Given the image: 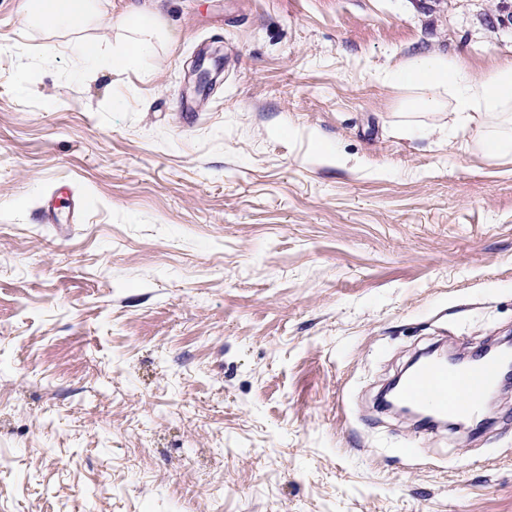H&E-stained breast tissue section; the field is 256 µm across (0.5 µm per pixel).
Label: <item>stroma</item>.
<instances>
[{
  "instance_id": "obj_1",
  "label": "stroma",
  "mask_w": 512,
  "mask_h": 512,
  "mask_svg": "<svg viewBox=\"0 0 512 512\" xmlns=\"http://www.w3.org/2000/svg\"><path fill=\"white\" fill-rule=\"evenodd\" d=\"M22 2L0 0V512H512V394L474 437L376 403L438 339L512 337V159L411 137L383 81L512 59V0H109L176 32L145 58Z\"/></svg>"
}]
</instances>
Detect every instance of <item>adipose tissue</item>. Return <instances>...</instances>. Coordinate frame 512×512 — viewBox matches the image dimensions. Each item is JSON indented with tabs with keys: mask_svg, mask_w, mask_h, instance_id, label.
<instances>
[{
	"mask_svg": "<svg viewBox=\"0 0 512 512\" xmlns=\"http://www.w3.org/2000/svg\"><path fill=\"white\" fill-rule=\"evenodd\" d=\"M94 0H24V21L65 19L79 29L99 15ZM401 90L399 107L410 115L447 114L452 129L468 136L466 151L485 157L512 156V59L474 73L461 59L416 55L388 71Z\"/></svg>",
	"mask_w": 512,
	"mask_h": 512,
	"instance_id": "ef3b65f1",
	"label": "adipose tissue"
}]
</instances>
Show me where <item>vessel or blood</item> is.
<instances>
[{
  "mask_svg": "<svg viewBox=\"0 0 512 512\" xmlns=\"http://www.w3.org/2000/svg\"><path fill=\"white\" fill-rule=\"evenodd\" d=\"M501 367L498 357L479 356L464 367L429 359L403 381L399 397L407 405L447 420L470 417Z\"/></svg>",
  "mask_w": 512,
  "mask_h": 512,
  "instance_id": "1",
  "label": "vessel or blood"
}]
</instances>
